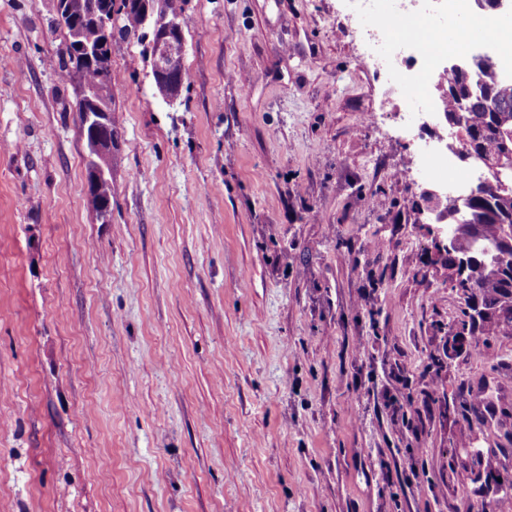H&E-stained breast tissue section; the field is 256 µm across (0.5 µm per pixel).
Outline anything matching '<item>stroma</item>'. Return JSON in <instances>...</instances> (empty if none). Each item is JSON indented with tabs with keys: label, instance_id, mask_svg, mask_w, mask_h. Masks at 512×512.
Masks as SVG:
<instances>
[{
	"label": "stroma",
	"instance_id": "obj_1",
	"mask_svg": "<svg viewBox=\"0 0 512 512\" xmlns=\"http://www.w3.org/2000/svg\"><path fill=\"white\" fill-rule=\"evenodd\" d=\"M52 17L0 0V512H500L512 336L458 333L373 17L189 0L172 105L117 45L106 222Z\"/></svg>",
	"mask_w": 512,
	"mask_h": 512
}]
</instances>
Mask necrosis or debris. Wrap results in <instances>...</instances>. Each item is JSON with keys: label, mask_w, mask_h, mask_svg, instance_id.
<instances>
[{"label": "necrosis or debris", "mask_w": 512, "mask_h": 512, "mask_svg": "<svg viewBox=\"0 0 512 512\" xmlns=\"http://www.w3.org/2000/svg\"><path fill=\"white\" fill-rule=\"evenodd\" d=\"M357 15H373L377 21L364 29L367 45L365 60L384 77L395 101V117L411 124L413 109L431 108L433 101L424 92L425 82L446 81L444 59L448 54L468 55L472 45L460 36L454 47H447L449 16L467 12L469 0H350ZM413 17L426 22L428 32L421 36L392 37L393 17ZM417 173L425 181L464 189L471 183L469 170L460 168L454 153L442 150L434 138H420Z\"/></svg>", "instance_id": "4bbe7bcc"}]
</instances>
